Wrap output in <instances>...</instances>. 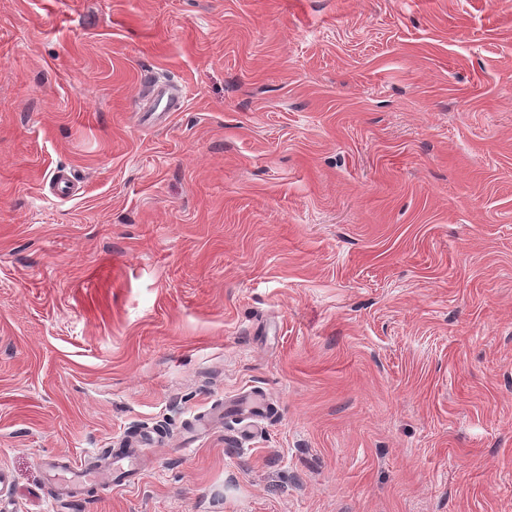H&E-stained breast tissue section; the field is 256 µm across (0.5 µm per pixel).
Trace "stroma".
<instances>
[{
  "label": "stroma",
  "instance_id": "stroma-1",
  "mask_svg": "<svg viewBox=\"0 0 512 512\" xmlns=\"http://www.w3.org/2000/svg\"><path fill=\"white\" fill-rule=\"evenodd\" d=\"M145 432L76 505L40 466ZM1 471L0 512H512V0H0ZM267 410L265 400L258 395H247L240 398L231 407H225L226 415L228 413L243 416V418L263 417Z\"/></svg>",
  "mask_w": 512,
  "mask_h": 512
}]
</instances>
